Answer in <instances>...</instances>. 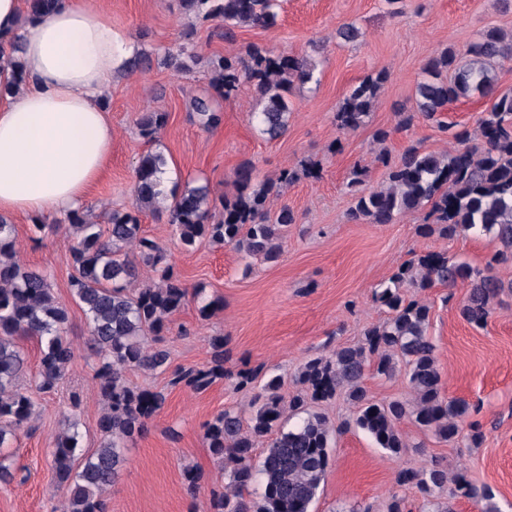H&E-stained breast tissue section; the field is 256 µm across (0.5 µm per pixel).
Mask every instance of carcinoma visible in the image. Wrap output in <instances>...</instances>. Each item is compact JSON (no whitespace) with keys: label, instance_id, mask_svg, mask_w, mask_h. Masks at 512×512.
<instances>
[{"label":"carcinoma","instance_id":"cac0c4a2","mask_svg":"<svg viewBox=\"0 0 512 512\" xmlns=\"http://www.w3.org/2000/svg\"><path fill=\"white\" fill-rule=\"evenodd\" d=\"M178 4L185 14L221 21L224 36L230 37L238 27L275 26L282 0H178ZM199 60L191 43L164 56V64L178 72L190 70L189 63ZM511 62L512 33L499 29L484 30L464 47L450 45L430 59L416 83L415 108L400 110L396 125L377 130L376 140L384 143L422 118L450 133L457 148L451 154H435L409 145L396 161L379 153L376 161L386 168V184L356 196L349 212L353 222L393 224L400 216L428 206L435 223L419 225L421 235L452 239L474 231L493 235L501 249L482 269L446 251L427 252L399 266L390 284L376 292L388 318L368 326L359 344L306 361L298 375L301 389L288 396L281 394L280 377L269 378L255 396L249 418L226 409L206 422L204 441L229 469L228 485L222 492H211L207 512H310L327 472L333 428L309 404L330 400L339 390L346 391L355 407L354 425L392 456L399 457L409 448L398 428L405 419L444 440L459 434L471 406L445 394L436 346L429 334L430 307L406 299L401 285L425 289L468 283L459 313L473 326L487 321L491 301L505 288L492 270L499 264H512V92H498L496 70ZM208 67L216 93L226 99L245 83L254 87L252 122L269 141L288 134V92L294 81L318 82L315 65L306 57L258 45L247 46L242 56L211 58ZM386 81L387 73L381 71L354 86L334 115L336 127L358 129L375 108ZM473 93L492 99L490 109L478 120L475 138L456 123L439 120L450 103ZM191 109L206 130L222 122V114L208 98L193 99ZM166 123V113L145 112L136 126L139 135L151 142ZM166 170L162 153L144 152L136 161L129 207L111 211L104 226L91 221L86 209L66 216L72 231L73 298L86 316L90 342L100 356L95 383L103 411L98 420L101 443L92 453L77 456L79 433L73 423L57 437L52 450L55 480L70 490L65 512H106V493L124 469L128 442L144 430L165 400L160 392L130 386L126 371L168 368L169 353L149 346L147 339L169 331L172 316L199 296V291L190 290L174 275L164 250L144 236L141 215L166 209L168 223L186 248L208 239L232 244L248 258L275 261L296 216L286 206L271 211V203L283 186L303 177L318 178L320 167L315 161L303 160L275 179L260 180L253 163H241L234 173L235 193L221 199L222 218L216 222L209 186L187 184L178 191L164 184ZM16 242L15 225L0 218V484L16 479L19 467L14 455L4 449L31 421L33 395L56 392L75 358L66 335L67 306L55 296L45 271L20 263ZM143 265L157 279L141 285ZM20 338L34 339L41 347L30 394L19 386L27 370L25 354L17 344ZM211 348L205 367L177 369L170 384L202 392L224 378V337H213ZM369 367L385 377L403 368L414 402L372 400L363 385ZM287 412L299 421L286 430L282 420ZM263 438L267 449L257 468L252 452ZM183 477L191 494L199 492L204 482L201 470L187 466ZM256 483L262 489L258 501L245 496ZM395 483L414 486L428 498L448 490L444 506L433 512H454L457 499L479 504L480 512H499L489 486L463 474L448 478V463L441 460L401 468Z\"/></svg>","mask_w":512,"mask_h":512}]
</instances>
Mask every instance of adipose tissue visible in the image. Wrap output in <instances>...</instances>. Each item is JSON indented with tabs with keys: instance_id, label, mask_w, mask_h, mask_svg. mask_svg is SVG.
<instances>
[{
	"instance_id": "adipose-tissue-1",
	"label": "adipose tissue",
	"mask_w": 512,
	"mask_h": 512,
	"mask_svg": "<svg viewBox=\"0 0 512 512\" xmlns=\"http://www.w3.org/2000/svg\"><path fill=\"white\" fill-rule=\"evenodd\" d=\"M0 0V216L81 209L112 152L103 97L131 44L78 0L31 18Z\"/></svg>"
}]
</instances>
